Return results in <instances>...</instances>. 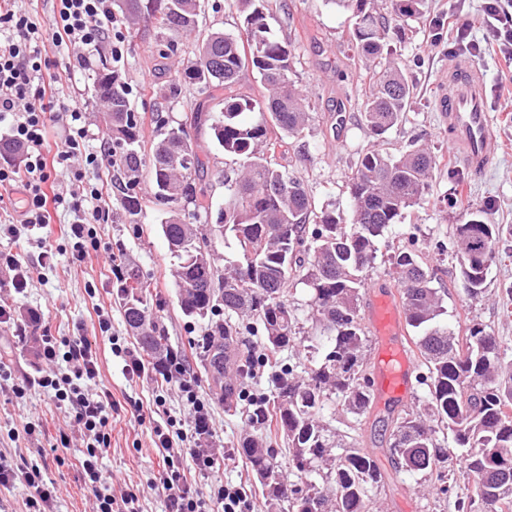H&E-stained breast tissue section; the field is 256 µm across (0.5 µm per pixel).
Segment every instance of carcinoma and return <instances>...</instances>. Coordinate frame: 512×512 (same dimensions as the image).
<instances>
[{
	"instance_id": "1",
	"label": "carcinoma",
	"mask_w": 512,
	"mask_h": 512,
	"mask_svg": "<svg viewBox=\"0 0 512 512\" xmlns=\"http://www.w3.org/2000/svg\"><path fill=\"white\" fill-rule=\"evenodd\" d=\"M118 2L125 17L154 20L157 44L168 49V33L198 27L197 0ZM238 2V32L203 36L191 65L156 91L165 103L177 101L191 85L206 94L191 124L207 125L212 142L237 164L234 176L224 175V208L214 214L199 199L197 183L208 165L183 128L164 133L149 153L138 152L140 117L117 72L103 63L94 92L112 102L110 139L120 159L117 209L128 223H139L141 178L148 171L151 203L165 214L161 231L177 259L173 278L180 309L204 322L198 358L211 372L224 411L245 415L248 430L240 448L268 507L377 512L373 491L384 485V472L358 439L336 433L323 412L332 405L339 417L357 420L371 409L360 290L388 228L427 194L435 156L423 145L395 154L366 150L349 179V221L332 210L315 212L304 182L275 161L277 149L300 138L314 119V108L291 78L292 44L272 34L270 0ZM332 2L352 11V42L375 60L361 118L372 136H382L405 118L416 95L400 63L382 56L386 42L402 38V31L387 24L377 0ZM423 3L397 0V14L414 17ZM249 69L264 88L259 97L239 91ZM199 222L206 226L203 233ZM507 233L512 235L511 227L489 224L481 212L455 225V259L468 300L487 291ZM228 235L238 254L222 259L214 243ZM390 262L407 325L416 332V383L422 391L417 405L390 420L392 467L420 476L433 502L454 498L455 512H512V348L474 320L463 336L441 323L442 289L434 285L439 277L415 243L392 249ZM294 284L312 290L310 319L331 333L321 359L309 367L281 358L301 340L297 308L288 299ZM116 288L126 324L155 363H162L167 337L148 322L150 296L139 270L123 272ZM265 370L273 383L269 393L248 386ZM275 438L287 445L286 470Z\"/></svg>"
}]
</instances>
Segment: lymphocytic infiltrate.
<instances>
[{
	"instance_id": "lymphocytic-infiltrate-1",
	"label": "lymphocytic infiltrate",
	"mask_w": 512,
	"mask_h": 512,
	"mask_svg": "<svg viewBox=\"0 0 512 512\" xmlns=\"http://www.w3.org/2000/svg\"><path fill=\"white\" fill-rule=\"evenodd\" d=\"M109 45L113 60H121L126 47L124 25L112 0H54L53 20L41 26L32 15L16 13L12 0H0V124H6L10 144L22 151L20 163L0 166V210L15 214L6 229L10 233L29 229L50 221L49 209L61 206V195H48L44 189L50 172L80 158L82 165L72 173L77 186L73 194L74 209L81 215L70 225L74 239L73 257L83 261L88 250L85 240L91 227L102 218L104 190L92 183L89 175L99 168L100 157L112 154L108 140H101L94 152H84L93 135L83 121L77 103H64L63 97L74 70L92 65L101 45ZM65 52L67 62L62 70L49 68V50ZM67 112V133L52 142L48 139L47 115ZM66 352H59L50 336L38 344L46 369L37 380L40 387L51 389L57 404L70 406L74 423L86 440L81 466L85 482L95 499V512H139L134 493L115 496L112 479L98 465L99 456L108 445L112 429V400L109 392H83L79 381L97 374V355L91 342L76 336L66 342ZM76 363L74 376L61 374L59 358ZM185 357L171 350L157 373L162 381H178L190 404L196 432L207 431L209 411L196 394V381L187 377ZM155 445L162 456L160 481L167 494L169 512H206V503H214L221 512H253L252 501L241 486L229 483L214 485L209 495L193 489L177 460L182 450L169 434L158 433ZM22 480L31 490L25 502L27 512H46L54 497L53 484L47 483L40 468L16 469L0 454V485Z\"/></svg>"
}]
</instances>
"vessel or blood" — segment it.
Here are the masks:
<instances>
[{
  "label": "vessel or blood",
  "instance_id": "vessel-or-blood-1",
  "mask_svg": "<svg viewBox=\"0 0 512 512\" xmlns=\"http://www.w3.org/2000/svg\"><path fill=\"white\" fill-rule=\"evenodd\" d=\"M444 89L438 99L448 129V142L463 166L479 173L496 159L500 144L492 130L487 86L474 62L457 59L449 63ZM404 304L400 291L375 299L367 313L373 333L381 338L379 372L387 398L409 399L410 376L415 367L411 351L402 338Z\"/></svg>",
  "mask_w": 512,
  "mask_h": 512
}]
</instances>
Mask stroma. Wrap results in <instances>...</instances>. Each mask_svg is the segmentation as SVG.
<instances>
[{
    "mask_svg": "<svg viewBox=\"0 0 512 512\" xmlns=\"http://www.w3.org/2000/svg\"><path fill=\"white\" fill-rule=\"evenodd\" d=\"M200 31L236 32L241 21L236 0H200ZM486 0H425L418 18L400 22L392 0H378L380 13L389 24H403L405 37L390 41L386 49L400 58L416 86L412 112L405 121L389 130L383 138L372 137L364 126L363 93L368 71L349 39L351 14L331 0H273L274 17L270 26L293 47V78L314 106L315 120L306 135L286 146L276 160L300 177L314 200L316 209H330L346 215L351 211L348 178L359 153L369 147L389 152L419 141L430 146L440 161L429 190L419 205L410 208L404 219L392 229L391 241L400 244L409 234H416L418 247L438 268L446 290L441 320L458 330L464 320L474 319L487 330L512 345V319L502 314L498 291L512 284V238L504 242L505 257L490 270L489 298L468 301L452 252L438 253L436 242H451L455 225L464 223L469 212L484 211L493 224L512 226V116L499 112L503 94L512 89L508 71L498 49L484 48L487 34ZM452 17L466 26V41L455 32L436 34L429 21L433 17ZM152 23L140 19L126 25L127 50L118 65L121 81L131 91L130 99L142 118V152L161 137L157 116H164L169 126L178 127L204 96L190 90L178 101L159 107L155 90L193 58L195 36L171 33L177 52L160 59ZM482 45L476 64L487 78L491 109L497 110L493 132L500 143V154L483 174L466 171L448 144L438 97L448 73V63L470 56L467 43ZM209 157L208 172L201 183L212 210L224 206V153L208 136L207 128L189 132ZM141 221L127 223L119 211H110L95 225L96 246L83 261L72 258L70 224L73 209L60 206L47 228L19 235L0 233V257L10 255L26 267L29 286L17 293L11 284V271L0 265V304L18 311L35 310L39 323L19 324L17 320L0 323V370L9 374L0 383V452L18 467L44 461L43 448L57 445V460L48 462L45 480L53 482L55 497L51 512H92L93 498L84 484L81 461L83 442L68 407H60L50 392L33 385L43 367L35 340L50 336L64 340L73 336L89 339L97 352V375L89 381L91 391H109L112 397V432L99 464L112 474L114 495L135 493L140 512H166V492L160 483L161 459L154 443L156 429H168L172 418H186L187 407L177 382L160 385L144 357L145 371L131 376L124 369L123 358L111 350V338L121 345L140 351L141 345L126 325L124 310L116 298L114 265L137 267L152 297L154 321L165 330L171 348L190 355V372L198 380V394L211 408V423L205 436L190 435V442L215 449L213 468L197 470L190 453H183L181 465L199 493H208L211 485L224 481L244 486L255 512H265L261 488L246 465L238 441L246 425L241 415L225 412L212 395V380L193 355V343L202 325L187 319L176 297L172 271L175 260L164 239L161 211L143 202ZM54 253L53 265H42L43 248ZM108 321L109 331H102L101 321ZM25 387L23 396L12 392L13 386ZM390 408L383 395H376L368 415L362 417L355 435L364 448L375 454L382 466H389ZM67 435V447L58 444ZM379 512H455L454 504L442 502L431 509L423 497L417 477L392 474L377 491Z\"/></svg>",
    "mask_w": 512,
    "mask_h": 512,
    "instance_id": "1",
    "label": "stroma"
}]
</instances>
